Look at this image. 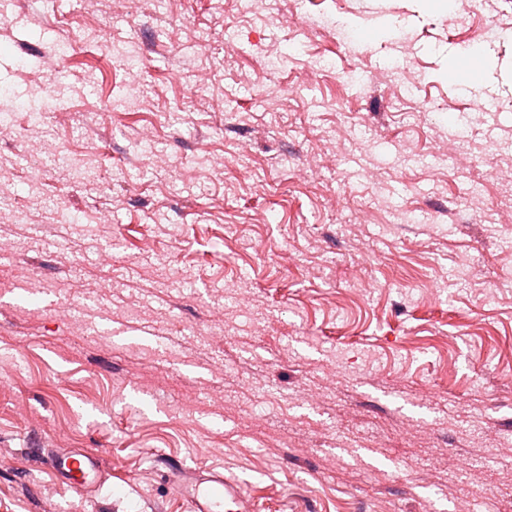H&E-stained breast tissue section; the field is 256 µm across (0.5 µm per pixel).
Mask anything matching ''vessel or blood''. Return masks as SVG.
I'll return each mask as SVG.
<instances>
[{
    "label": "vessel or blood",
    "mask_w": 512,
    "mask_h": 512,
    "mask_svg": "<svg viewBox=\"0 0 512 512\" xmlns=\"http://www.w3.org/2000/svg\"><path fill=\"white\" fill-rule=\"evenodd\" d=\"M39 462L63 484L80 494L104 482L102 453L78 450L40 454ZM177 488L190 512H257L243 482L206 467H189L178 475Z\"/></svg>",
    "instance_id": "vessel-or-blood-1"
}]
</instances>
